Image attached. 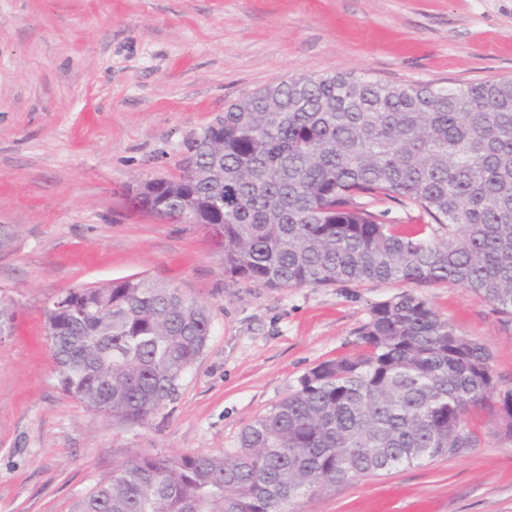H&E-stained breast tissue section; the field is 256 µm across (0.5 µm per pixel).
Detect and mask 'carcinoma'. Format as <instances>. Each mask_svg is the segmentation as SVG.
<instances>
[{"label": "carcinoma", "mask_w": 512, "mask_h": 512, "mask_svg": "<svg viewBox=\"0 0 512 512\" xmlns=\"http://www.w3.org/2000/svg\"><path fill=\"white\" fill-rule=\"evenodd\" d=\"M432 223L389 224L375 201ZM140 210L222 239L224 275L270 288L452 282L512 318V78L456 87L366 75L275 80L224 108ZM61 389L121 425L164 407L211 335L206 307L147 277L66 291L46 310ZM360 350L311 369L216 454L121 463L72 512H290L359 477L512 441V388L421 296L375 305Z\"/></svg>", "instance_id": "carcinoma-1"}]
</instances>
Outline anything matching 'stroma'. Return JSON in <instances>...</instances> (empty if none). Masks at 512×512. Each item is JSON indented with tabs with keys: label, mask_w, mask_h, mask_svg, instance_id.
I'll return each instance as SVG.
<instances>
[{
	"label": "stroma",
	"mask_w": 512,
	"mask_h": 512,
	"mask_svg": "<svg viewBox=\"0 0 512 512\" xmlns=\"http://www.w3.org/2000/svg\"><path fill=\"white\" fill-rule=\"evenodd\" d=\"M352 72L459 86L512 76V0H0V512H71L114 466L217 453L301 376L358 350L388 281L270 288L228 279L209 229L132 211L187 141L272 81ZM143 276L206 306L211 336L174 398L113 424L63 393L45 310L70 289ZM512 386V321L451 282L418 290ZM340 483L295 512H512V442Z\"/></svg>",
	"instance_id": "35a3bbf8"
}]
</instances>
